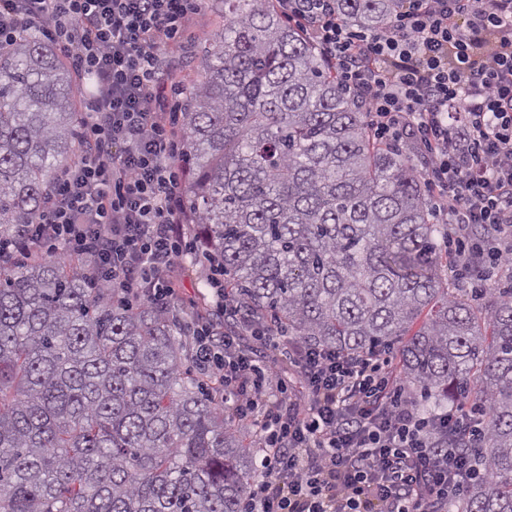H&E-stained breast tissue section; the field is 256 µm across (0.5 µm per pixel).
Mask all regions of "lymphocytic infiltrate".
<instances>
[{
  "mask_svg": "<svg viewBox=\"0 0 512 512\" xmlns=\"http://www.w3.org/2000/svg\"><path fill=\"white\" fill-rule=\"evenodd\" d=\"M203 0H0V40L37 31L71 61L87 91L83 150L57 180L19 249L58 247L92 258V275L125 298L166 304V274L191 250L183 232L172 119L180 93L172 55ZM318 44L368 113L376 138L416 156L467 266L480 226L496 265H512V0H401L392 22L367 29L336 0H279ZM309 388L299 403L274 373L201 336L198 355L221 372L232 411L257 429L263 474L248 512H448L475 472L438 443L463 426L428 421L388 358H354L296 344Z\"/></svg>",
  "mask_w": 512,
  "mask_h": 512,
  "instance_id": "obj_1",
  "label": "lymphocytic infiltrate"
}]
</instances>
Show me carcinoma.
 <instances>
[{
  "instance_id": "carcinoma-1",
  "label": "carcinoma",
  "mask_w": 512,
  "mask_h": 512,
  "mask_svg": "<svg viewBox=\"0 0 512 512\" xmlns=\"http://www.w3.org/2000/svg\"><path fill=\"white\" fill-rule=\"evenodd\" d=\"M378 28L397 0H338ZM79 92L37 33L0 43V243L36 224L81 153ZM178 161L202 248L256 324L366 357L400 378L480 475L448 512H512V288H461L442 265L423 175L275 0H224L182 103ZM187 324L91 282L87 259L0 256V512H241L250 426L184 368Z\"/></svg>"
}]
</instances>
